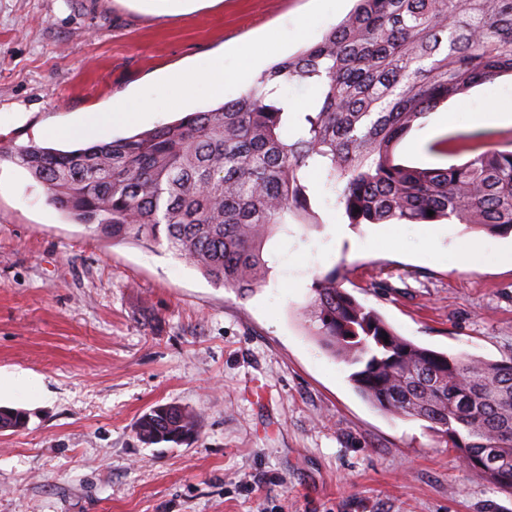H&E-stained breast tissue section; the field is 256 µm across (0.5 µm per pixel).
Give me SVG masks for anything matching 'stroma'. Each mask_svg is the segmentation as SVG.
Instances as JSON below:
<instances>
[{"mask_svg": "<svg viewBox=\"0 0 512 512\" xmlns=\"http://www.w3.org/2000/svg\"><path fill=\"white\" fill-rule=\"evenodd\" d=\"M353 0H0V145L67 149L47 129L146 100L130 136L204 112L198 87L171 79L202 58L224 65L225 100L338 24ZM456 115L453 128L442 113ZM512 147V76L477 85L419 119L396 147L420 167L469 160L429 152L470 135L473 113ZM322 223L289 225L265 246L270 271L248 299L165 248L115 242L50 204L21 166L0 161V388L29 412L0 433V512H512V493L464 469L426 422L365 401L352 366L310 336L304 307L318 275L413 343L487 361L512 359V234L450 221L351 224L311 175ZM484 243L476 264L457 246ZM199 413L197 434L146 445L137 419L156 404Z\"/></svg>", "mask_w": 512, "mask_h": 512, "instance_id": "obj_1", "label": "stroma"}]
</instances>
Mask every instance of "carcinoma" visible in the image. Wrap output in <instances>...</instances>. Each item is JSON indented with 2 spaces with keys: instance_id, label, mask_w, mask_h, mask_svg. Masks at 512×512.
<instances>
[{
  "instance_id": "1",
  "label": "carcinoma",
  "mask_w": 512,
  "mask_h": 512,
  "mask_svg": "<svg viewBox=\"0 0 512 512\" xmlns=\"http://www.w3.org/2000/svg\"><path fill=\"white\" fill-rule=\"evenodd\" d=\"M509 74L512 0H357L320 41L269 67L232 101L72 151L0 147V159L28 170L76 223L114 242L164 246L246 300L268 276L267 240L290 220L321 224L312 171L332 189L343 185L336 205L351 224L455 220L512 232V150L487 143L447 168L396 157L427 111ZM286 83L315 88L305 110L280 94ZM304 316L331 355L357 367L350 380L362 398L431 424L467 471L512 490V361L408 341L341 288L334 270L314 278ZM198 419L157 405L135 433L147 445L181 444ZM28 423L26 410L0 407L1 432ZM490 448L497 462L483 468Z\"/></svg>"
}]
</instances>
